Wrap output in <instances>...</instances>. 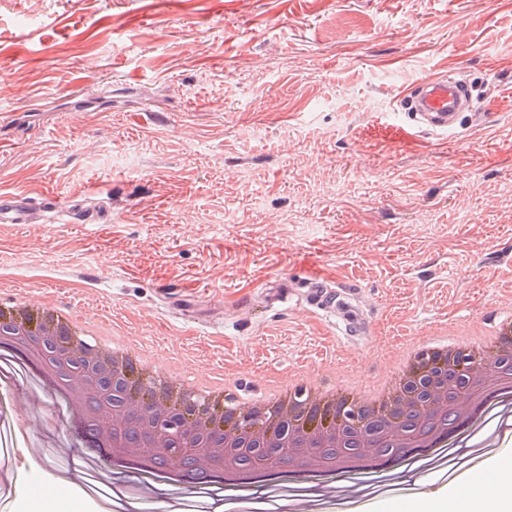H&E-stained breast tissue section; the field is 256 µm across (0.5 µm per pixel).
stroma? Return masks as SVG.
<instances>
[{
  "instance_id": "35a3bbf8",
  "label": "stroma",
  "mask_w": 512,
  "mask_h": 512,
  "mask_svg": "<svg viewBox=\"0 0 512 512\" xmlns=\"http://www.w3.org/2000/svg\"><path fill=\"white\" fill-rule=\"evenodd\" d=\"M450 71L472 104L455 133L410 127L402 87ZM0 189L37 205L0 224V299L77 312L135 347L163 344L169 384L224 369L262 387L289 370L331 382L512 308V0H0ZM103 202L111 223L63 224L44 201ZM293 215L290 224L277 223ZM319 279L367 335L313 305ZM0 387V512L31 477L67 478L112 512H212L209 488L154 485L107 456L76 472L74 424L33 371ZM478 414L452 465H386L340 485L269 481L274 512H338L386 474L394 502L425 499L484 452L512 459V403Z\"/></svg>"
}]
</instances>
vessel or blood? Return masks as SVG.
Segmentation results:
<instances>
[{
  "label": "vessel or blood",
  "mask_w": 512,
  "mask_h": 512,
  "mask_svg": "<svg viewBox=\"0 0 512 512\" xmlns=\"http://www.w3.org/2000/svg\"><path fill=\"white\" fill-rule=\"evenodd\" d=\"M408 102L420 126L436 133L453 131L466 103V91L460 80L448 72L441 71L424 77L403 96ZM33 201L24 194L0 191V223H26ZM66 224H106L110 215L106 208L98 203L71 204L62 216Z\"/></svg>",
  "instance_id": "1"
}]
</instances>
